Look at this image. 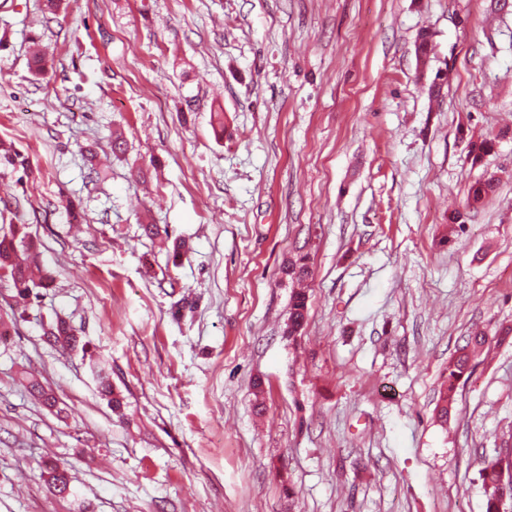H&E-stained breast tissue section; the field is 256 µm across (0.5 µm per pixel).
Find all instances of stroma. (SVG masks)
I'll return each mask as SVG.
<instances>
[{
    "mask_svg": "<svg viewBox=\"0 0 512 512\" xmlns=\"http://www.w3.org/2000/svg\"><path fill=\"white\" fill-rule=\"evenodd\" d=\"M0 142L30 162L0 166V209L20 206L55 278L24 321L0 282V512H486L476 461L512 443V335L448 422L435 408L466 337L512 327V10L0 0ZM484 175L495 193L449 230ZM299 255L291 339L282 268ZM57 315L87 351L44 342ZM30 372L65 414L28 395ZM50 456L73 496L49 490ZM308 293L306 288L293 289L290 297L288 322L284 334L288 338L299 336L307 317ZM93 369L95 371L99 393L107 399L108 405L112 411L118 414L121 413L123 398L115 393L109 371L100 365L93 366Z\"/></svg>",
    "mask_w": 512,
    "mask_h": 512,
    "instance_id": "stroma-1",
    "label": "stroma"
}]
</instances>
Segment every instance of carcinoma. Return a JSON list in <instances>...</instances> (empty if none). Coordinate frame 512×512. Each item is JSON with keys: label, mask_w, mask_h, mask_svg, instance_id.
I'll list each match as a JSON object with an SVG mask.
<instances>
[{"label": "carcinoma", "mask_w": 512, "mask_h": 512, "mask_svg": "<svg viewBox=\"0 0 512 512\" xmlns=\"http://www.w3.org/2000/svg\"><path fill=\"white\" fill-rule=\"evenodd\" d=\"M493 148V141L484 139L471 141L467 146L466 159L471 164L480 163ZM0 164L6 167L27 168L25 158L10 146L0 144ZM496 179L493 177L476 181L469 189L465 208L474 210L494 191ZM18 215L11 211H0V281L12 284L15 308L20 310L19 317H25L32 301L43 296V292L52 287L53 275L43 268L38 248L33 237L26 231L27 225L18 224ZM286 274L303 282L311 276L306 257L301 256L290 263ZM308 293L304 288L293 289L290 297L288 322L284 334L295 337L301 334L307 317ZM43 337L50 345L63 351L78 348L87 351V344L81 341L76 330L66 319L57 316L49 324L42 326ZM488 343V336L480 333L470 336L466 344L459 348L458 354L448 362V386L440 397L439 416L446 420L454 410L457 384L470 370V361L474 353ZM98 391L108 401L111 410L121 413L123 398L115 393L109 371L94 366ZM27 389L44 407L61 412L55 394L41 382L31 379ZM49 488L65 499L72 494V477L68 468L50 461L43 466ZM480 477L488 494L486 512H512V453L484 462Z\"/></svg>", "instance_id": "carcinoma-1"}]
</instances>
